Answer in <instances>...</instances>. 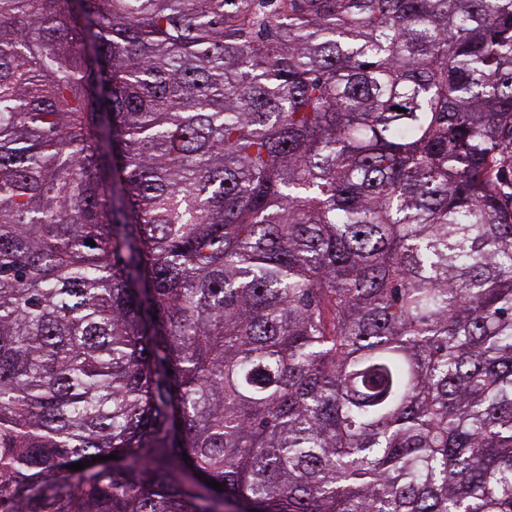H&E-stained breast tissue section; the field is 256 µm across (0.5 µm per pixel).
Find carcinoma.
Returning <instances> with one entry per match:
<instances>
[{"label": "carcinoma", "mask_w": 512, "mask_h": 512, "mask_svg": "<svg viewBox=\"0 0 512 512\" xmlns=\"http://www.w3.org/2000/svg\"><path fill=\"white\" fill-rule=\"evenodd\" d=\"M510 152L512 0H0V512H512Z\"/></svg>", "instance_id": "obj_1"}]
</instances>
